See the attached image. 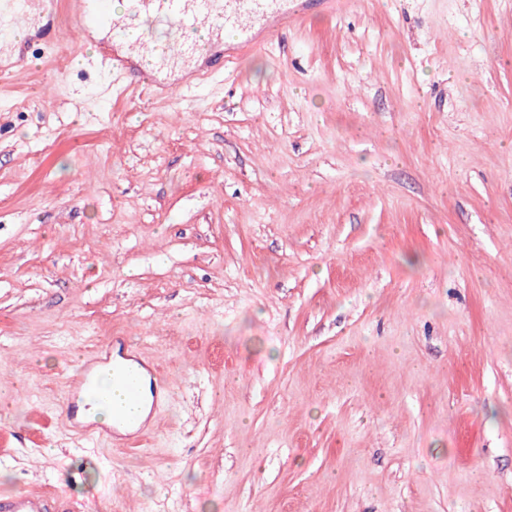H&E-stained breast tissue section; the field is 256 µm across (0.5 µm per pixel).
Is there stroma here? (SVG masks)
<instances>
[{"mask_svg": "<svg viewBox=\"0 0 512 512\" xmlns=\"http://www.w3.org/2000/svg\"><path fill=\"white\" fill-rule=\"evenodd\" d=\"M186 96L65 31L0 76V496L512 512V0H335ZM170 397L63 413L112 338ZM125 359L133 362L134 369L125 371L119 376L118 387L123 398L124 410L115 415V423L109 428H98L91 422H87L81 408L112 406L113 389L101 390L97 386V373L110 366L111 355L107 352H99L97 357L77 366L74 381L65 394L63 411L68 415L73 428L81 434L91 439L112 441L117 427H121L127 431L126 437L129 444L138 439V434L145 424L137 425L136 409L143 404L144 400V382L139 368L144 369L154 383L150 410H156L167 400V390L156 383L157 376L160 374V365L157 362L148 361L135 352Z\"/></svg>", "mask_w": 512, "mask_h": 512, "instance_id": "1", "label": "stroma"}]
</instances>
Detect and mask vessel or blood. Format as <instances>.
Segmentation results:
<instances>
[{"label": "vessel or blood", "instance_id": "b4317fda", "mask_svg": "<svg viewBox=\"0 0 512 512\" xmlns=\"http://www.w3.org/2000/svg\"><path fill=\"white\" fill-rule=\"evenodd\" d=\"M46 7L49 21L42 31L43 36H51L54 28L63 23L72 26L85 40L92 38L96 29H108L114 40L125 48L124 56L107 59L108 68L122 73L128 62H135L149 84L160 93L179 89L178 84L165 81L168 70L191 65L200 79L210 73L208 64L198 63L200 49L195 43L185 41L174 47H163L146 39L124 37L121 20L112 14L111 0H68L64 9L60 8L58 0H47ZM308 7L307 0H126L127 15L155 21L175 20L207 30L210 48L218 50L227 62L259 46L264 33L294 24ZM21 11V0H0V41L12 38ZM129 359L134 367L120 375L118 389L114 392L97 386L98 371L111 364L108 353H98L97 357L78 365L64 398V410L78 432L108 441L115 428L120 427L125 430L128 441H135L141 430L137 408L146 400L155 408L166 401L165 387L156 383L159 364L136 353L130 354ZM148 378L155 382L153 396L149 399L143 395L144 381ZM117 393L123 398L124 409L116 415L114 427L98 428L86 421V409L111 406ZM0 512H72V509L64 493L45 496L28 491L0 502Z\"/></svg>", "mask_w": 512, "mask_h": 512}]
</instances>
